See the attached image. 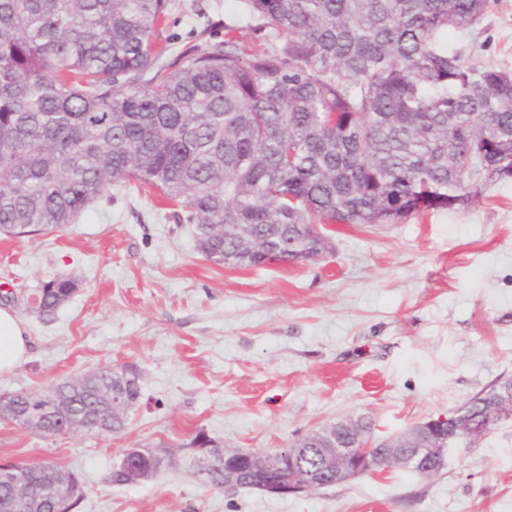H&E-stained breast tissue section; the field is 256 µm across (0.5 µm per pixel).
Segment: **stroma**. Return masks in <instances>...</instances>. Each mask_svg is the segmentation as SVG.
<instances>
[{
    "instance_id": "obj_1",
    "label": "stroma",
    "mask_w": 512,
    "mask_h": 512,
    "mask_svg": "<svg viewBox=\"0 0 512 512\" xmlns=\"http://www.w3.org/2000/svg\"><path fill=\"white\" fill-rule=\"evenodd\" d=\"M165 60L224 38L239 0H173ZM476 58L512 71V0H490ZM74 223L0 236V305L23 320L28 357L0 394L44 390L109 365L142 398L118 435L47 436L0 422V461L78 473V512H512V425L450 453L424 478L402 469L282 497L202 486L166 466L124 486L107 476L130 448L184 457L198 434L227 448L289 447L347 417L374 439L445 417L512 376V177L452 208L393 224H329L307 265H218L156 191L115 186ZM76 292L52 317L27 310L44 280Z\"/></svg>"
}]
</instances>
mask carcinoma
<instances>
[{
	"label": "carcinoma",
	"mask_w": 512,
	"mask_h": 512,
	"mask_svg": "<svg viewBox=\"0 0 512 512\" xmlns=\"http://www.w3.org/2000/svg\"><path fill=\"white\" fill-rule=\"evenodd\" d=\"M489 0H243L268 47L224 40L160 63L155 31L172 0H0V234L57 229L115 183L157 191L194 228L216 264L259 267L329 250L318 224H390L462 204L512 175V71L448 50ZM57 276L36 289L52 315L75 289ZM499 379L469 401L484 417ZM126 406L112 407V392ZM141 397L132 368L100 367L47 391L0 399V420L42 434L123 432ZM413 439L389 441L396 466L430 478L433 459L409 460ZM316 434L304 466L322 467ZM117 467L116 486L148 479ZM50 480L72 508L80 476L56 465L0 468V512L14 489Z\"/></svg>",
	"instance_id": "obj_1"
}]
</instances>
